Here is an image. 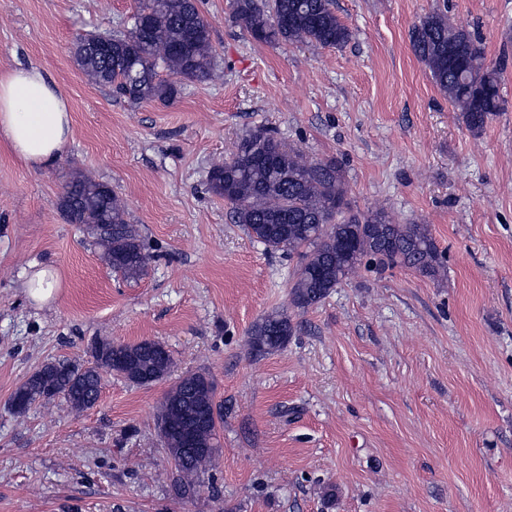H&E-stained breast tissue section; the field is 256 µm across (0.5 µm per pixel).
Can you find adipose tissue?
Returning a JSON list of instances; mask_svg holds the SVG:
<instances>
[{
    "instance_id": "adipose-tissue-1",
    "label": "adipose tissue",
    "mask_w": 512,
    "mask_h": 512,
    "mask_svg": "<svg viewBox=\"0 0 512 512\" xmlns=\"http://www.w3.org/2000/svg\"><path fill=\"white\" fill-rule=\"evenodd\" d=\"M67 99L32 66L0 75V138L23 162L53 164L71 134Z\"/></svg>"
}]
</instances>
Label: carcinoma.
Segmentation results:
<instances>
[{"instance_id": "1", "label": "carcinoma", "mask_w": 512, "mask_h": 512, "mask_svg": "<svg viewBox=\"0 0 512 512\" xmlns=\"http://www.w3.org/2000/svg\"><path fill=\"white\" fill-rule=\"evenodd\" d=\"M230 19L255 40L271 45L306 44L341 48L352 32L336 15L335 0H230ZM416 56L428 68L436 86L460 112L467 129L483 131L504 111L499 73L484 63L479 42L467 28L455 26L440 12L423 17L411 32ZM74 60L93 83L116 92L132 105L168 103L176 87L170 78L207 81L215 75L210 25L198 0H138L126 30L105 47L84 38L75 44ZM166 72L163 78L160 72ZM105 183L89 177L71 182L65 206L77 224H96L92 234L109 265L135 279L151 259L138 225L128 223L125 206ZM208 191L226 202L234 223L267 249L297 256L290 290L294 307L306 310L366 263L379 269L404 267L437 278L445 265L429 230L421 224H400L381 208L353 210L342 165L335 159L309 160L282 144L270 131L255 130L242 137L233 153L209 172ZM295 328L287 314L271 313L250 331L254 354L283 348ZM112 342L90 349L88 364L49 362L34 371L10 398L14 414L23 415L37 402L61 397L72 409L93 407L101 393L103 373H114L137 384L127 359L153 369V380L167 376L173 365L169 351L155 363L158 343L144 340ZM208 414L204 425L200 414ZM221 406L215 385L203 373L183 376L167 393L157 414L159 437L175 465L178 494L198 493L200 476L212 466ZM192 436L205 455L182 451Z\"/></svg>"}]
</instances>
